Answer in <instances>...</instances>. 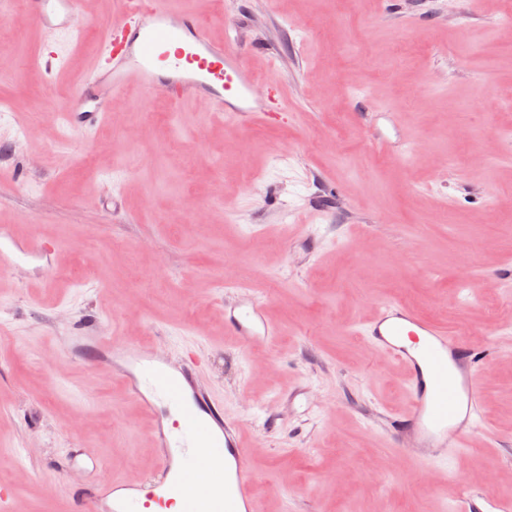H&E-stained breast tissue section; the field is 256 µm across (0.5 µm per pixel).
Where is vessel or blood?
Returning <instances> with one entry per match:
<instances>
[{
    "instance_id": "b4317fda",
    "label": "vessel or blood",
    "mask_w": 512,
    "mask_h": 512,
    "mask_svg": "<svg viewBox=\"0 0 512 512\" xmlns=\"http://www.w3.org/2000/svg\"><path fill=\"white\" fill-rule=\"evenodd\" d=\"M29 4L34 22L50 30L68 29L79 8L78 0ZM104 40L111 48L107 65H92L63 109L72 127L102 121L112 96L133 87L150 92L161 86L173 103L202 100L221 112L247 113L257 122L270 110L268 101L253 96L257 79L247 71L237 41L214 42L195 15L171 9L167 0H137L131 15L105 25ZM224 332L250 344H269L277 336L258 306L225 312ZM362 334L405 371L410 408L393 415V438L413 439L418 457L426 459L466 447L482 422L477 373L487 361L484 351L463 332L398 300L378 306ZM69 351L91 366L111 362L113 373L152 418L161 450L156 468L135 484L97 479L99 460L75 451L71 465L91 479L74 486L73 512H163L176 503L182 512H256L241 429L198 386L190 367H173L138 347L117 348L84 335L71 337ZM207 466L212 483L197 486L196 476ZM459 512H512V503L470 491Z\"/></svg>"
}]
</instances>
